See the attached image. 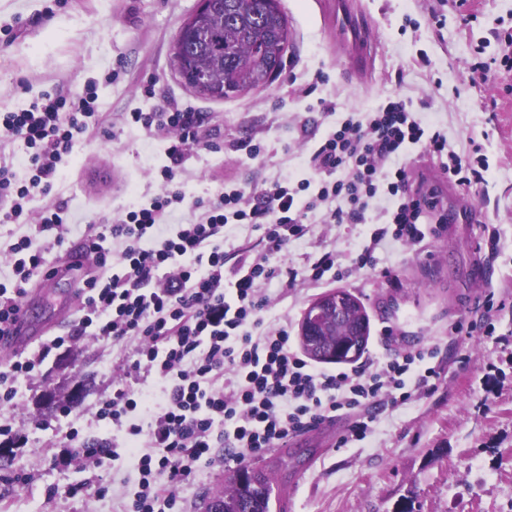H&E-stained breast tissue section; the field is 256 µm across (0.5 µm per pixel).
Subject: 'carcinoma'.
<instances>
[{"mask_svg": "<svg viewBox=\"0 0 512 512\" xmlns=\"http://www.w3.org/2000/svg\"><path fill=\"white\" fill-rule=\"evenodd\" d=\"M291 39L280 0H208L201 13L181 26L173 50L184 56L187 84L201 85L200 95L224 100L247 89L268 87L275 65L283 64ZM271 482H239L216 495L224 512H271Z\"/></svg>", "mask_w": 512, "mask_h": 512, "instance_id": "cac0c4a2", "label": "carcinoma"}]
</instances>
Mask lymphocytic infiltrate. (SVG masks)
I'll return each instance as SVG.
<instances>
[{
	"instance_id": "f902f5d3",
	"label": "lymphocytic infiltrate",
	"mask_w": 512,
	"mask_h": 512,
	"mask_svg": "<svg viewBox=\"0 0 512 512\" xmlns=\"http://www.w3.org/2000/svg\"><path fill=\"white\" fill-rule=\"evenodd\" d=\"M95 102L90 92L54 90L27 108L0 113V137L24 147L27 169L18 176L13 159L0 155V223L28 229L11 248L13 284L0 285V340L11 336L21 298L53 273L46 252L71 231L65 204H46L34 218L28 204L50 193L76 145L102 133ZM126 120L169 134L160 193L134 203L113 223L85 226L82 239L93 265L69 267L82 297L73 330L0 368L3 406L15 400L18 378L38 375L49 352L78 337L91 332L116 344L136 341L124 374L155 377L160 396L123 386L96 412L149 447L138 458L139 489L125 512H183L178 489L195 463L220 457L238 464L339 415L356 417L342 444L363 440L380 412L407 403L437 378L430 349L384 362L368 358L348 372L322 371L292 351L287 326L265 324L262 317L272 281L315 287L345 277L331 251L298 268L273 262L292 241L313 235L309 215L318 209L333 224L367 225L355 259L359 268L374 266L387 241L423 242L424 222L437 202L411 191L400 157L418 150L436 158L456 183L481 182L470 156L418 118L410 102L387 99L365 117L348 114L320 136L301 127L302 137L314 142L301 173L259 188L227 184L213 198L195 199L204 211L198 221L176 226L170 219L185 199L177 179L190 146L201 139L205 117L175 106L130 112ZM229 224L259 230L258 248L227 255L222 238ZM36 237L43 248H33ZM108 240L122 247L116 273ZM158 473L165 484L155 483Z\"/></svg>"
}]
</instances>
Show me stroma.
I'll use <instances>...</instances> for the list:
<instances>
[{"mask_svg":"<svg viewBox=\"0 0 512 512\" xmlns=\"http://www.w3.org/2000/svg\"><path fill=\"white\" fill-rule=\"evenodd\" d=\"M292 46L282 72L265 89L229 100L192 92L176 73L173 43L197 0H68L45 15L44 0H0V113L25 108L42 92L93 90L106 133L76 145L45 202L67 203L75 225L52 263L84 261L82 227L112 222L133 202L159 192L155 173L165 162L161 136L126 124L128 112H162L180 105L206 115L202 145L192 147L181 175L187 200L212 195L233 182L253 186L297 173L307 146L302 123L326 131L331 118L311 111L319 99L340 112H369L389 97L411 101L418 117L448 136L456 150L477 151L483 180H448L437 160L406 159L413 188L433 190L441 204L426 226L423 247L388 243L375 267L352 261L367 227L316 225L274 259L301 266L307 255L336 251L348 277L333 289L354 295L369 319L368 354L388 360L422 347L434 349L442 373L415 400L382 412L360 442L341 446L347 421L321 426L248 458L274 487L271 512H512V70L494 67L472 80L475 59L512 53V0H354L370 15L377 52L364 83L351 80L332 40L320 0H281ZM444 16L442 25L433 13ZM118 72L108 81L109 72ZM264 144L250 157L246 146ZM71 285L38 286L28 309L36 333L64 336L72 329ZM266 323L299 322L320 289H286L272 282ZM492 314H485L486 300ZM465 332H457V325ZM134 343L84 336L46 357L41 373L17 383L0 423L12 424L21 443L0 450V512H122L140 478L137 460L124 455L94 467L77 461L63 438L80 428L92 442L111 440L97 420L98 402L113 387L153 391L155 378L124 376ZM82 384L68 411L50 406ZM237 464L197 463L180 489L185 512H204L228 487ZM94 480L105 496L67 495ZM56 489L47 497V489Z\"/></svg>","mask_w":512,"mask_h":512,"instance_id":"obj_1","label":"stroma"}]
</instances>
